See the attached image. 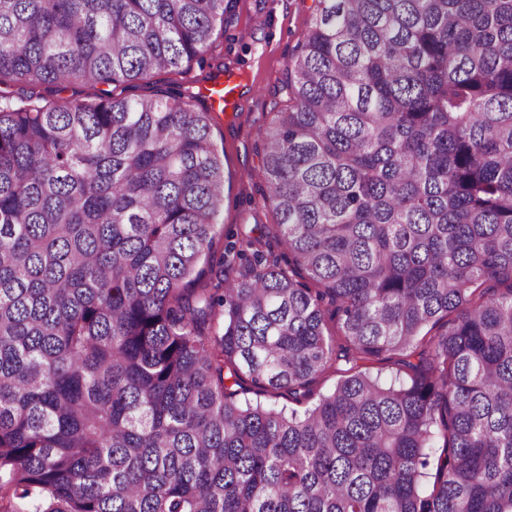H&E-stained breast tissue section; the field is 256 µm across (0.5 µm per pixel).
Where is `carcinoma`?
Segmentation results:
<instances>
[{"instance_id": "carcinoma-1", "label": "carcinoma", "mask_w": 512, "mask_h": 512, "mask_svg": "<svg viewBox=\"0 0 512 512\" xmlns=\"http://www.w3.org/2000/svg\"><path fill=\"white\" fill-rule=\"evenodd\" d=\"M227 8L0 0V512H512V0H317L278 223L217 258L200 93L33 90L180 70ZM107 86L97 87H82V86H70L61 92H43L48 103H64L71 99H87L93 97L95 94H101L102 90L113 89ZM45 101V102H46ZM339 378V374L332 370H328L322 375L318 376L310 387V398L308 402H304L302 404H296L288 401V398L282 395L275 396L270 393L256 395L254 390H251L244 396L250 400L255 401L258 399L261 400V402L264 404L274 405L279 408L282 405H288L289 408H294L302 412L307 406L311 405L313 402H316L321 395L328 393L334 387ZM244 396L240 395L239 398L243 400Z\"/></svg>"}]
</instances>
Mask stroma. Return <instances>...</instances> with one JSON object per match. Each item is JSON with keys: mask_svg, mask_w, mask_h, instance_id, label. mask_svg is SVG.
Wrapping results in <instances>:
<instances>
[{"mask_svg": "<svg viewBox=\"0 0 512 512\" xmlns=\"http://www.w3.org/2000/svg\"><path fill=\"white\" fill-rule=\"evenodd\" d=\"M315 0H234L224 31L203 61L188 72H159L127 85L128 96L163 89L198 91L206 76L226 70L239 76L238 106L212 115V140L224 159V204L215 250L241 224H272L275 204L262 174L260 131L288 104L282 89L286 69L314 13Z\"/></svg>", "mask_w": 512, "mask_h": 512, "instance_id": "1", "label": "stroma"}]
</instances>
